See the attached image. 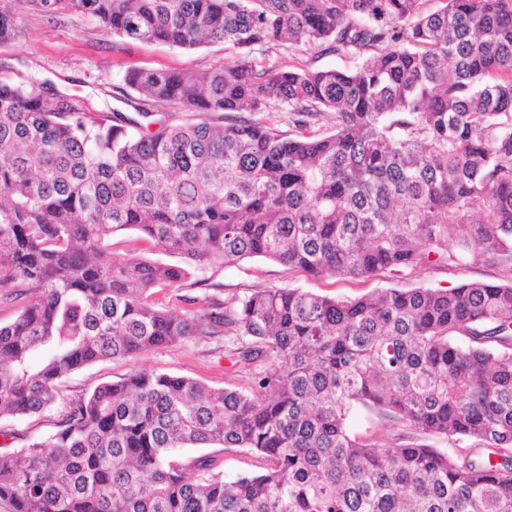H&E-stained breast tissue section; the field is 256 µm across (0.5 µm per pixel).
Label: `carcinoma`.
Segmentation results:
<instances>
[{
  "label": "carcinoma",
  "instance_id": "carcinoma-1",
  "mask_svg": "<svg viewBox=\"0 0 512 512\" xmlns=\"http://www.w3.org/2000/svg\"><path fill=\"white\" fill-rule=\"evenodd\" d=\"M0 0V41L18 31ZM113 36L243 55L206 71L132 69L140 101L198 113L92 114L0 80V416L41 413L103 360L224 333L248 391L133 369L63 427L0 455L13 512H512V0H32ZM347 70L255 61L283 47ZM288 110L284 136L212 112ZM329 129L315 130L321 118ZM157 129L152 130L150 126ZM206 267L263 257L312 277L398 275L470 255L509 276L329 297L264 288L203 321L155 305L179 265L112 262V236ZM41 356L39 365L32 358ZM366 407L411 432L383 447ZM422 434L466 441L442 452ZM241 448L256 469L224 481ZM137 107L147 109L148 111H154L158 116L166 119L171 124H181L186 122L196 121L199 117L195 112H190L186 108L179 105L172 106H155L150 105H136ZM350 427L353 433L368 439L373 438L382 445L406 442V439H399L404 433L401 426L393 423L383 425L374 412L365 408H359L353 414ZM209 452L218 456L225 481L235 480L240 474L254 469V459L247 452L236 448H182L177 453L183 457H190Z\"/></svg>",
  "mask_w": 512,
  "mask_h": 512
}]
</instances>
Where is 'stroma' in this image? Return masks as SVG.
<instances>
[{
  "instance_id": "stroma-1",
  "label": "stroma",
  "mask_w": 512,
  "mask_h": 512,
  "mask_svg": "<svg viewBox=\"0 0 512 512\" xmlns=\"http://www.w3.org/2000/svg\"><path fill=\"white\" fill-rule=\"evenodd\" d=\"M19 31L12 40L0 42V79L10 82L35 80L48 104L69 97L86 110H116L133 115L128 105L130 89L125 73L133 67L152 69H210L223 62L228 52L216 43L185 50L158 42L119 39L106 34L92 17L64 11L49 17L33 0H17ZM138 256L176 265L177 256L158 252L135 231L112 238L116 263ZM503 274L483 262L468 258L460 264H431L398 276L372 278H312L265 258L190 270L180 288H159L152 296L160 307L181 310L179 295L194 297L193 311L206 315L224 302L261 288H300L324 296L357 297L378 289H443L467 281L498 283ZM234 346L224 335L202 336L174 346L156 348L140 355L133 364L103 361L65 376L59 383L56 403L27 417H0V455L31 441H44L56 433L71 402L98 385L124 377L130 368L183 376L212 387L247 391L250 370L238 364Z\"/></svg>"
}]
</instances>
